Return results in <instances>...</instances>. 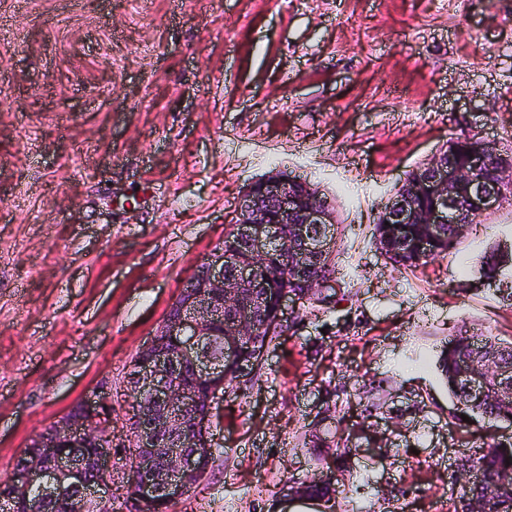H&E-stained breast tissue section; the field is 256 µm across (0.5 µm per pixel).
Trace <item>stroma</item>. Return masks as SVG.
Returning <instances> with one entry per match:
<instances>
[{"mask_svg": "<svg viewBox=\"0 0 512 512\" xmlns=\"http://www.w3.org/2000/svg\"><path fill=\"white\" fill-rule=\"evenodd\" d=\"M512 147V0H0V479L101 383L131 436L127 373L237 198L299 175L336 203L337 286L299 308L250 388L225 385L204 476L169 512H448L473 444L437 360L512 341L467 274L512 245V201L446 256L387 264L371 227L406 174L464 135ZM347 448L331 468L321 459Z\"/></svg>", "mask_w": 512, "mask_h": 512, "instance_id": "obj_1", "label": "stroma"}]
</instances>
